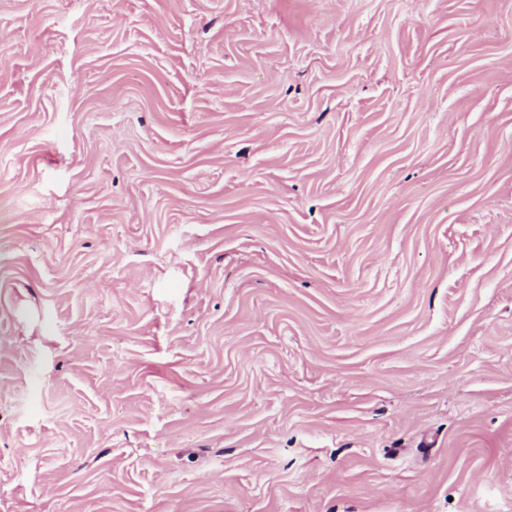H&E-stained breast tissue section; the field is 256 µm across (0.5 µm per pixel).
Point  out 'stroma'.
<instances>
[{"instance_id": "obj_1", "label": "stroma", "mask_w": 512, "mask_h": 512, "mask_svg": "<svg viewBox=\"0 0 512 512\" xmlns=\"http://www.w3.org/2000/svg\"><path fill=\"white\" fill-rule=\"evenodd\" d=\"M0 512H512V0H0Z\"/></svg>"}]
</instances>
